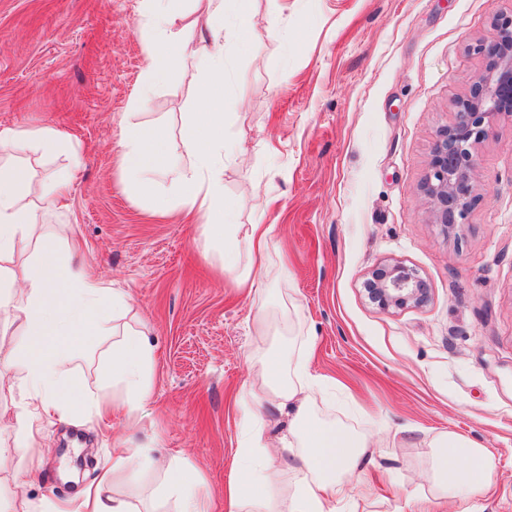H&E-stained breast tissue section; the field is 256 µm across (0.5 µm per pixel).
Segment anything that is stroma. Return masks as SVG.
I'll return each instance as SVG.
<instances>
[{
    "label": "stroma",
    "mask_w": 512,
    "mask_h": 512,
    "mask_svg": "<svg viewBox=\"0 0 512 512\" xmlns=\"http://www.w3.org/2000/svg\"><path fill=\"white\" fill-rule=\"evenodd\" d=\"M246 52L224 57V170L239 224L272 225L267 307L314 345L311 373L333 387L318 416L373 430L351 512H512V116L478 145L479 198L464 225L431 221L420 184L434 135L485 66L476 51L512 0H252ZM144 0H0V128L51 124L83 165L68 206L46 220L90 267L128 292L130 323L155 348L143 412L102 426L41 418V438L0 484L65 499L112 459L117 438L186 457L207 479L205 512H230L224 483L239 438L256 302L219 271L197 225L153 214L124 187L119 131L177 136L202 75H180L141 106ZM279 38L266 33L270 17ZM400 262L430 287L421 306L384 311L370 272ZM464 435L493 455V478L463 502L434 498L431 437Z\"/></svg>",
    "instance_id": "1"
}]
</instances>
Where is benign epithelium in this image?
I'll return each instance as SVG.
<instances>
[{
    "label": "benign epithelium",
    "instance_id": "obj_1",
    "mask_svg": "<svg viewBox=\"0 0 512 512\" xmlns=\"http://www.w3.org/2000/svg\"><path fill=\"white\" fill-rule=\"evenodd\" d=\"M477 50L486 59L485 69L468 95L457 102L453 123L436 131L421 183L433 223L447 230L465 224L478 199L477 145L497 116L512 115V16L500 19ZM366 291L383 311L421 306L430 296L427 282L400 262L374 268Z\"/></svg>",
    "mask_w": 512,
    "mask_h": 512
}]
</instances>
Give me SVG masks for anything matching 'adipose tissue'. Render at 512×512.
Here are the masks:
<instances>
[{
	"label": "adipose tissue",
	"instance_id": "ef3b65f1",
	"mask_svg": "<svg viewBox=\"0 0 512 512\" xmlns=\"http://www.w3.org/2000/svg\"><path fill=\"white\" fill-rule=\"evenodd\" d=\"M174 0H146L145 52L148 65L136 98L145 103L166 84L184 59L196 61L204 78L197 86V110L184 125L182 156L167 149L164 126L135 127L121 133L123 183L161 209H179L191 223L201 225L207 241L222 252L227 278L247 295L263 299L262 280L268 272L265 258L271 247L270 227L235 223L224 204V168L239 152L224 135V42L244 47L253 26L249 0H206L198 36L183 40L175 31ZM65 154L72 168L82 159L68 135L53 125L0 128V316L19 324L24 345L5 344V367L21 375L30 400L17 406L10 427L14 447L0 448V470L17 451L35 447L40 433L35 415L89 423L123 404L128 413L142 411L152 395L154 347L147 335L131 325L118 324L131 298L117 292L84 261L79 245L58 249L44 227L46 214L57 211L69 189L68 175L34 184L25 157L31 151ZM164 170L171 177L168 193L153 180ZM35 258L24 274L15 261L27 248ZM24 288H17V280ZM274 316L267 307L255 315L256 346L250 359V377L241 400V441L233 474L224 486L232 512H344L354 475L361 472L371 449V433L326 420L311 410L315 396L327 395L324 381L308 371L305 342L289 340L277 350L266 347ZM107 336L100 350L94 387L75 377V356L91 337ZM120 397H112V390ZM289 409L293 419L284 453L273 454L259 406ZM432 486L447 497L465 500L491 480L494 463L488 449L452 432L440 433L428 443ZM162 469V498L173 512H201V473L183 457L158 463L154 448L141 443L102 468L95 479L71 498L33 502L13 500L14 512H142L115 488L117 476L133 477Z\"/></svg>",
	"mask_w": 512,
	"mask_h": 512
}]
</instances>
